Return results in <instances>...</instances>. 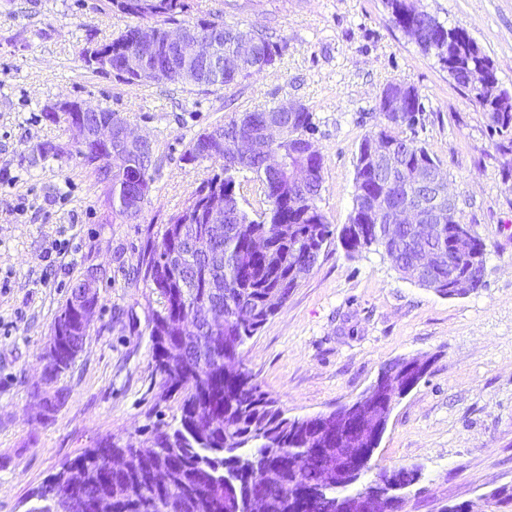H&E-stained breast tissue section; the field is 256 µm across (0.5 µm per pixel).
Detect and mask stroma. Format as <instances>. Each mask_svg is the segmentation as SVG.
<instances>
[{
	"label": "stroma",
	"instance_id": "35a3bbf8",
	"mask_svg": "<svg viewBox=\"0 0 512 512\" xmlns=\"http://www.w3.org/2000/svg\"><path fill=\"white\" fill-rule=\"evenodd\" d=\"M98 3L0 0V512H24L39 486L98 439H141L177 416L176 402L156 396L149 332L159 297L132 274L149 236L213 167L182 161L189 140L236 112L305 104L323 157L317 205L336 230L351 213L359 145L379 124V96L392 82L414 86L424 104L402 136L440 160L460 222L489 245L484 288L444 297L401 278L380 253L350 257L335 240L242 361L294 418L355 401L395 359H430L396 404L372 468L421 466L403 512L462 501L479 510L490 490L512 487V178L502 176L482 109L393 24L384 0H189L191 17L223 12L281 48L273 66L229 89L96 74L82 49L132 23ZM419 5L462 28L512 93V0ZM63 99L112 110L153 143L143 223L113 219L107 186L77 157L75 134L46 119L44 107ZM40 144L54 154L36 162ZM97 266L94 323L58 380L66 400L40 415L33 388L52 325L72 285Z\"/></svg>",
	"mask_w": 512,
	"mask_h": 512
}]
</instances>
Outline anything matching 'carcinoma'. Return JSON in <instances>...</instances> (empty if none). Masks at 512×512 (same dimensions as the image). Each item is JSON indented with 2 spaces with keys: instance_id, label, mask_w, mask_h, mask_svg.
<instances>
[{
  "instance_id": "obj_1",
  "label": "carcinoma",
  "mask_w": 512,
  "mask_h": 512,
  "mask_svg": "<svg viewBox=\"0 0 512 512\" xmlns=\"http://www.w3.org/2000/svg\"><path fill=\"white\" fill-rule=\"evenodd\" d=\"M101 10L117 8L142 21L149 18L159 26L179 21L190 5L187 0H100ZM215 19L224 56V76L207 83L209 87L230 88L251 76L236 57L239 41L256 38L255 61L272 64L280 55L278 46L259 29L230 25L220 12H210L196 19L205 24ZM421 31L419 47L427 54L448 43V53L437 56L448 75L478 104L489 130L498 136L497 152L505 157L502 174L512 177V95L499 87L490 59L461 28L448 29L434 16L423 11L407 18ZM135 27L129 26L116 37L101 43L112 51V75L125 83L132 80L122 74L124 51L133 45ZM487 69L491 84L473 88L470 71ZM274 120L282 130L280 145L290 153L306 154L310 166L319 171L314 180L303 186L288 184L286 174L268 162L272 145L236 160L226 156H210L204 151L208 129L196 133L188 142L182 160L194 164L210 160L218 171L204 179L191 198L198 201L185 207L161 225L152 239L145 262L137 269L135 281L153 286L161 307L153 312L150 340L158 399L176 400L179 417L172 423L158 422L148 428L138 445L119 438H105L93 449H86L72 464L73 478L84 485L87 496L104 490L112 497L115 512H149L146 502L158 500L154 512H221L233 509L225 501L224 492L234 488L237 496L260 494L268 512H293L287 499L288 486L305 480L322 489L327 497L340 491L356 497L376 490L386 493L394 484L414 485L421 478L417 465L379 469L372 483L356 491L347 485L338 490L322 487L321 457L316 449L325 447L326 433L336 426V413L318 421L288 418L272 398L246 371L235 381L224 380V356L238 354L270 317L281 309L299 286L296 269L310 272L323 248L334 235L331 225L316 204L320 196L323 159L319 151L310 150L307 142L312 131V113L281 112L278 107L236 112L220 125L224 138L235 137L244 125L258 129ZM393 145L398 165L391 170L374 166L362 140L356 163V181L349 222L339 231V242L349 257L361 250L375 248L386 255L401 275H406L419 251L436 252L441 262L431 275L435 289L446 293L467 276L475 279L473 289L483 287L476 280L484 268L489 247L478 234L469 237L464 246L458 244L457 229L461 222L455 213L442 217L436 235L421 240L410 224H393L381 233L376 227L398 209L415 204L426 188L417 184L412 173L418 167L440 166V162L416 140L400 135L398 125L383 123L370 132ZM76 155L92 168L99 182L112 183V217L125 224L141 223L143 207L128 209L121 204L125 189L119 178L93 164L84 150ZM156 159L152 143L144 145L136 158L147 189H152L150 169ZM216 191L224 194V237L211 242L207 250L196 248V240L209 225L204 198ZM255 237L266 240L262 253L252 250ZM76 292L62 306L53 329L75 331L63 337L58 349L57 368L49 376L55 383L70 369L75 354L83 346L84 333L73 325ZM217 309L224 313V324L209 327L205 312ZM199 329L202 339L187 335L182 339V355L173 364L164 361V337L176 335L173 324L179 320ZM209 409V418H197V407ZM341 447L349 454L373 448L375 444L362 432L342 437ZM102 457L108 451L130 457V467L109 470L89 457L91 452ZM288 452V464L281 467L280 482H264L266 470L282 460ZM68 481L55 473L39 488L40 508L55 512Z\"/></svg>"
}]
</instances>
